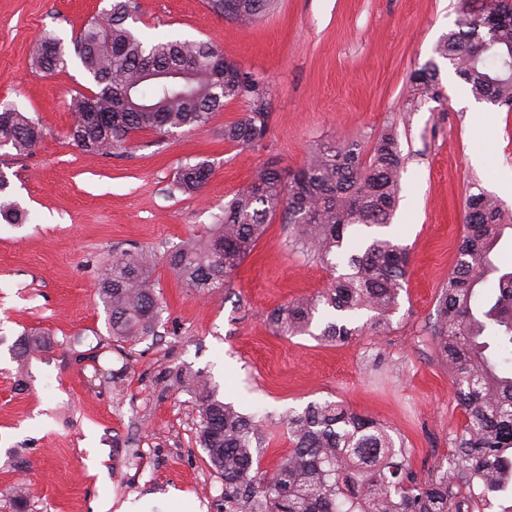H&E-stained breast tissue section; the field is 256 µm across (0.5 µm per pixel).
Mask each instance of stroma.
Listing matches in <instances>:
<instances>
[{
  "label": "stroma",
  "instance_id": "1",
  "mask_svg": "<svg viewBox=\"0 0 512 512\" xmlns=\"http://www.w3.org/2000/svg\"><path fill=\"white\" fill-rule=\"evenodd\" d=\"M146 36L211 43L268 88L271 114L260 145L224 138L246 107L228 100L202 131L132 134L117 155L90 157L67 137L71 101L89 94L74 39L109 0H0V102L43 127L32 151L0 148V173L28 213L0 219V512H96L103 499L164 500L177 489L219 512L224 483L197 439L200 414L189 392L164 388L168 371L210 376L219 398L252 415L269 445L273 472L291 446L289 410L336 401L380 422L411 452L420 481L436 476L465 424L448 366L429 326L455 263L465 200L512 175V112L483 103L491 125L477 132L473 96L435 48L455 28L457 0H277L263 20L243 25L207 0H138ZM64 41L66 69L33 65L43 33ZM439 67L441 96L420 97L412 75ZM396 137L404 158L399 203L386 227H359L410 252L407 281L386 335L324 343L310 333L278 335L267 317L321 291L331 268L302 255L273 219L229 286L202 294L174 274L166 255L207 237L224 205L264 167L303 166L319 143L370 148ZM208 162L193 193L173 186L183 166ZM115 248L156 250V293L164 307L154 335L113 342L97 295L98 266ZM55 340L18 360L24 333ZM112 379L94 378L95 369Z\"/></svg>",
  "mask_w": 512,
  "mask_h": 512
}]
</instances>
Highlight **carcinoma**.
Here are the masks:
<instances>
[{"label":"carcinoma","instance_id":"obj_1","mask_svg":"<svg viewBox=\"0 0 512 512\" xmlns=\"http://www.w3.org/2000/svg\"><path fill=\"white\" fill-rule=\"evenodd\" d=\"M208 4L230 20L250 23L268 14L273 0ZM138 10L137 0H112L76 38L75 51L96 90L73 99L72 142L90 156L112 155L135 132L201 130L226 100H242L248 110L224 128V139L240 145L263 141L271 108L264 84L208 42L143 37L133 27ZM457 12V29L444 36L436 53L455 66L475 98L512 111V0H458ZM488 21L495 29L483 46L479 37ZM34 60L43 72L64 69L63 40L44 33ZM175 72L188 74L185 87L147 80ZM413 82L421 95L441 96L434 62L418 69ZM42 135L27 113L0 104V148L28 152ZM401 171V153L390 134L376 141L366 161L356 142L319 144L300 169L258 170L224 207L212 233L182 242L169 252V265L190 288H222L278 215L306 254L331 268L334 259H345L350 272L271 313L275 331L308 334L316 316L332 312L335 320L325 323L318 339L343 341L365 329L349 327V314L368 310L374 313L371 331L383 335L390 330L409 252L387 238L352 250L347 238L355 225L390 224ZM209 174L205 162L184 166L176 188L194 192ZM8 188L0 174V217L18 223L27 214ZM465 227L431 332L466 424L452 454L438 465L435 482L418 480L409 450L396 446L375 419L332 401L288 411L291 448L272 475H262L255 451L264 438L253 418L219 399L203 373L170 371L162 382L189 391L200 409L199 439L224 481V512H484L487 502L512 495V267L492 259L501 240L512 235V224L505 223L500 200L482 190L466 199ZM155 262L148 249L114 248L104 259L97 293L114 341L134 345L154 334L163 313L152 280ZM53 344L34 331L19 341L17 358Z\"/></svg>","mask_w":512,"mask_h":512}]
</instances>
